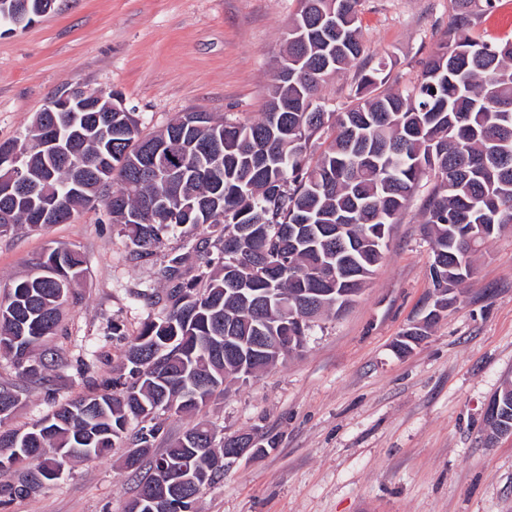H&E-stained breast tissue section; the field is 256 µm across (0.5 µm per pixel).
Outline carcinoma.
<instances>
[{
	"mask_svg": "<svg viewBox=\"0 0 512 512\" xmlns=\"http://www.w3.org/2000/svg\"><path fill=\"white\" fill-rule=\"evenodd\" d=\"M448 29L423 63L420 78L401 90L379 91L385 67L360 68L349 103L336 111L321 88L363 54L360 0H300L288 28V74L273 76L262 117L240 122L197 112L142 134L134 112H39L42 128L80 130L71 160L15 141L20 178L30 196L0 195V232L16 224L38 228L60 213L103 197L122 227L133 261L152 254L176 228L217 233L212 258L187 276L185 257L167 260L161 278L167 312L148 317L128 342L124 372L93 384L27 429H8L0 445V507L48 480L58 448L72 460L101 459L126 447L147 453L169 412L195 414L224 383L245 379L303 347L311 323L340 313L381 263L390 228L426 185L423 224L430 234L435 299L418 323L396 340L426 336L457 296L477 249L512 224V36L474 34L495 0H449ZM465 51L456 52L458 42ZM180 167L172 178L144 172L155 154ZM121 188L109 192L114 182ZM79 252L50 248L36 272L16 280L0 301V351L19 376L43 380L58 359L42 351L57 333L67 283L83 278ZM283 336H295L290 346ZM20 389L0 382V424L15 411ZM249 435L219 439L204 423L187 428L163 453L139 458L137 493L128 512L150 493L154 512L177 504L193 512L201 488L224 472L216 457L244 448ZM196 464L189 485L169 471Z\"/></svg>",
	"mask_w": 512,
	"mask_h": 512,
	"instance_id": "cac0c4a2",
	"label": "carcinoma"
}]
</instances>
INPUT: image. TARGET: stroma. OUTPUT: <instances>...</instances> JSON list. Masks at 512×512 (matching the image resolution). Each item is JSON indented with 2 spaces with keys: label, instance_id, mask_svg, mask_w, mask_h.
I'll return each instance as SVG.
<instances>
[{
  "label": "stroma",
  "instance_id": "1",
  "mask_svg": "<svg viewBox=\"0 0 512 512\" xmlns=\"http://www.w3.org/2000/svg\"><path fill=\"white\" fill-rule=\"evenodd\" d=\"M299 9V0H57L35 23L0 30V142L24 141L35 113L77 86L119 96L146 133L184 112L258 119ZM359 11L362 59L386 64L392 89L416 80L448 27V0H361ZM214 241L205 228L178 231L136 262L102 204L0 233V298L46 249L77 250L85 268L46 343L62 363L23 383L8 427H30L116 369L126 337L165 313L140 291L165 295V261ZM431 263L417 197L361 294L318 320L303 348L228 383L201 412L168 417L154 453L200 421L221 437H279L203 488L197 512H512V435L490 436L484 420L512 381V226L477 254L457 304L398 353L396 338L433 303ZM125 453L69 462L4 512H127L136 483Z\"/></svg>",
  "mask_w": 512,
  "mask_h": 512
}]
</instances>
